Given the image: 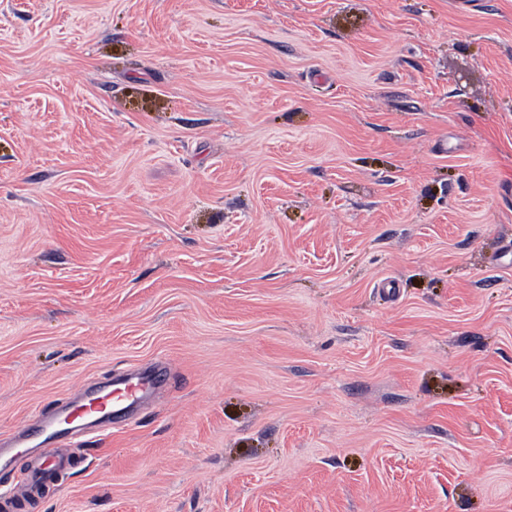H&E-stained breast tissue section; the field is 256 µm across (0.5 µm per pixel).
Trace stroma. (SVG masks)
<instances>
[{"mask_svg":"<svg viewBox=\"0 0 512 512\" xmlns=\"http://www.w3.org/2000/svg\"><path fill=\"white\" fill-rule=\"evenodd\" d=\"M512 0H0V440L162 365L29 512H512Z\"/></svg>","mask_w":512,"mask_h":512,"instance_id":"stroma-1","label":"stroma"}]
</instances>
